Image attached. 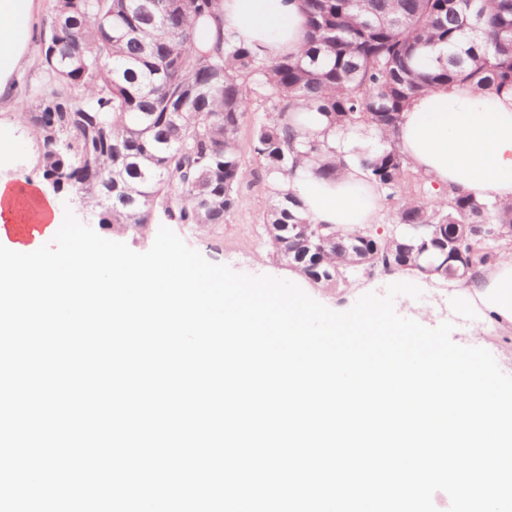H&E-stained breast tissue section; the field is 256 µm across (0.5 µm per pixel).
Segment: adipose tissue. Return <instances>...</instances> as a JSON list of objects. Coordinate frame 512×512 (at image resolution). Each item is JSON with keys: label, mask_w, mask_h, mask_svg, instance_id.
<instances>
[{"label": "adipose tissue", "mask_w": 512, "mask_h": 512, "mask_svg": "<svg viewBox=\"0 0 512 512\" xmlns=\"http://www.w3.org/2000/svg\"><path fill=\"white\" fill-rule=\"evenodd\" d=\"M35 0H0V99L35 37ZM224 36L276 57L300 55L305 17L300 0H223ZM399 147L415 169L441 187L480 199L512 204V95L453 85L412 100L402 113ZM305 159L282 191L297 198L305 216L334 231L376 223L380 194L365 172L346 164L333 180L317 177ZM471 313L512 325V251L504 252L481 280L454 289Z\"/></svg>", "instance_id": "adipose-tissue-1"}]
</instances>
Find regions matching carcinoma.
<instances>
[{
	"mask_svg": "<svg viewBox=\"0 0 512 512\" xmlns=\"http://www.w3.org/2000/svg\"><path fill=\"white\" fill-rule=\"evenodd\" d=\"M220 0L168 7L162 0H54L39 55L54 88L19 118L35 136L37 166L53 190L72 193L106 231L144 234L160 224L201 229L224 223L237 205L238 134L253 106L263 108L250 148L263 162L273 201L265 231L277 260L319 288L350 282L359 269L422 273L454 253L457 276L475 282L512 249V204L480 202L412 175L396 139L413 97L443 83L512 93V0H302L305 48L267 57L224 42ZM215 25L214 42L195 41ZM443 44L432 68L419 60ZM328 119L338 136L364 128L381 146L357 151L386 199L399 198L393 224H466L463 235L385 234L368 225L330 235L277 188L303 157L333 151L297 130L301 109ZM307 234L332 236L316 252Z\"/></svg>",
	"mask_w": 512,
	"mask_h": 512,
	"instance_id": "1",
	"label": "carcinoma"
}]
</instances>
